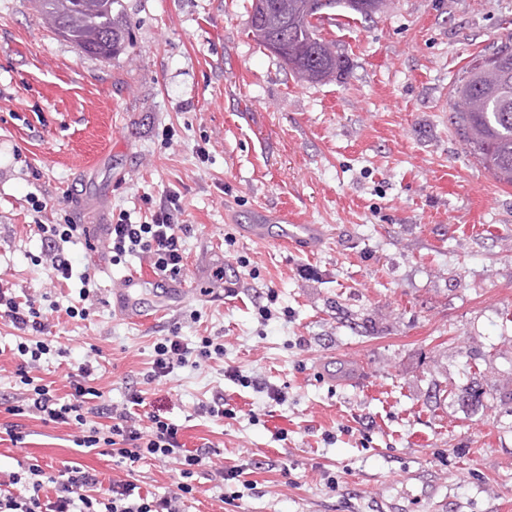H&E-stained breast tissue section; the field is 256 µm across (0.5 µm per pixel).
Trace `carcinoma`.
<instances>
[{
	"label": "carcinoma",
	"instance_id": "1",
	"mask_svg": "<svg viewBox=\"0 0 512 512\" xmlns=\"http://www.w3.org/2000/svg\"><path fill=\"white\" fill-rule=\"evenodd\" d=\"M54 32L85 53L109 59L119 53L129 33L114 6L119 0H38ZM252 0L249 33L266 46L270 27L288 19V52L281 63L298 81L324 82L336 76L344 60L336 46L320 35L322 14L338 8L364 18L382 12L388 0ZM451 124L465 149L498 181L512 186V41L475 58L457 77ZM487 391L467 378L459 399L481 405Z\"/></svg>",
	"mask_w": 512,
	"mask_h": 512
}]
</instances>
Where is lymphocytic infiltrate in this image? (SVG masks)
Listing matches in <instances>:
<instances>
[{
  "label": "lymphocytic infiltrate",
  "instance_id": "obj_1",
  "mask_svg": "<svg viewBox=\"0 0 512 512\" xmlns=\"http://www.w3.org/2000/svg\"><path fill=\"white\" fill-rule=\"evenodd\" d=\"M182 215L179 196L167 193L147 221L135 224L119 215L107 229L105 246L113 260L139 254L150 274L176 275L184 265V237L190 231ZM0 317L20 333L14 353L20 360L17 375L26 390L16 414L28 412L47 423L77 427L82 431L77 446L106 448L119 464L148 458L175 461L183 478L178 494L156 498L136 494L134 484L106 480L78 465H64L58 475L50 477L40 465L32 464L0 479V512H180V496L191 492L189 480L196 467L220 457V450L212 445L187 449L180 440L179 425L157 414L150 415L149 426H142L140 396H131L122 408L90 404L95 390L85 381L95 368L88 361L74 366L68 375L69 393L57 396L51 385L35 382L29 374L53 348L49 325L32 297L0 289ZM223 356L224 345L218 339L206 336L191 347L180 336H166L154 345L149 378L154 381L175 369Z\"/></svg>",
  "mask_w": 512,
  "mask_h": 512
}]
</instances>
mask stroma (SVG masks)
Segmentation results:
<instances>
[{"label":"stroma","instance_id":"stroma-1","mask_svg":"<svg viewBox=\"0 0 512 512\" xmlns=\"http://www.w3.org/2000/svg\"><path fill=\"white\" fill-rule=\"evenodd\" d=\"M120 13L130 42L103 60L56 36L35 0H0V286L36 297L67 353L38 377L65 395L69 365L100 350L103 402L141 393V413L180 425L188 449L219 446L240 480L199 469L183 512H512V187L448 121L459 73L512 39V0L343 13L322 32L346 61L327 83L295 80L253 41L250 0H121ZM171 190L192 226L189 290L142 293L135 322L118 300L139 258L112 261L106 226ZM34 197L45 223L85 228L64 246L71 279L46 265ZM282 205L320 225L311 252L242 233L254 208ZM87 271L89 314L69 318ZM225 276L237 287L216 297ZM173 334L223 337L224 358L145 382ZM14 344L0 318V432L26 435L0 441V472L68 461L176 493L175 463L118 465L73 428L12 414ZM466 364L488 392L478 407L453 395ZM218 394L228 416L199 415Z\"/></svg>","mask_w":512,"mask_h":512}]
</instances>
